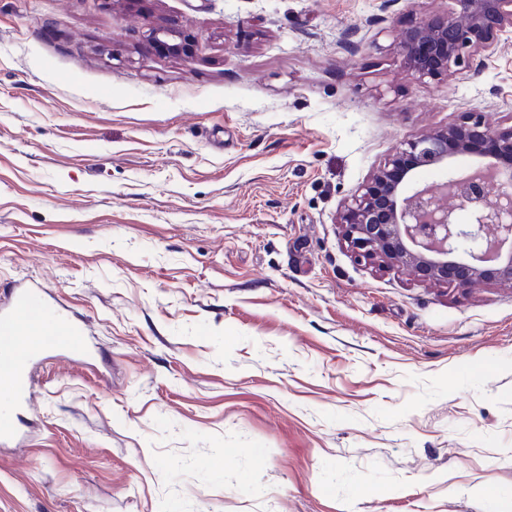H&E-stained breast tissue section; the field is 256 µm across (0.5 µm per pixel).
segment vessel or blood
<instances>
[{"instance_id":"1","label":"vessel or blood","mask_w":512,"mask_h":512,"mask_svg":"<svg viewBox=\"0 0 512 512\" xmlns=\"http://www.w3.org/2000/svg\"><path fill=\"white\" fill-rule=\"evenodd\" d=\"M47 317L52 320V328L43 338V346L71 353L83 350L84 324L67 316H50L46 302L37 291H21L10 309L0 308V387L6 389L10 400L19 407L29 402L33 391V382L26 373L30 357L17 354L11 347L10 338L21 321L36 322Z\"/></svg>"}]
</instances>
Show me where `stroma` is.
Returning <instances> with one entry per match:
<instances>
[{
    "label": "stroma",
    "mask_w": 512,
    "mask_h": 512,
    "mask_svg": "<svg viewBox=\"0 0 512 512\" xmlns=\"http://www.w3.org/2000/svg\"><path fill=\"white\" fill-rule=\"evenodd\" d=\"M448 7L0 0V305L89 346L35 353L0 512H512V290L334 222L403 141L512 125V42L442 82L394 51ZM151 41L160 49L168 53L177 55L183 53L187 46L189 38L183 31L173 26H159L152 28L149 32Z\"/></svg>",
    "instance_id": "stroma-1"
}]
</instances>
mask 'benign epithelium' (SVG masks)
Wrapping results in <instances>:
<instances>
[{"label": "benign epithelium", "instance_id": "obj_1", "mask_svg": "<svg viewBox=\"0 0 512 512\" xmlns=\"http://www.w3.org/2000/svg\"><path fill=\"white\" fill-rule=\"evenodd\" d=\"M505 36L512 38V0H453L448 15L403 27L393 49L411 75L441 81L464 69L478 72ZM149 37L174 55L189 41L173 26L155 27ZM485 142L492 153L472 172L448 178L442 193L407 190L418 171L477 155ZM460 209L469 213L465 223ZM335 223L360 262L405 266L421 282L454 288L477 281L512 288V126L492 128L469 111L405 141Z\"/></svg>", "mask_w": 512, "mask_h": 512}]
</instances>
